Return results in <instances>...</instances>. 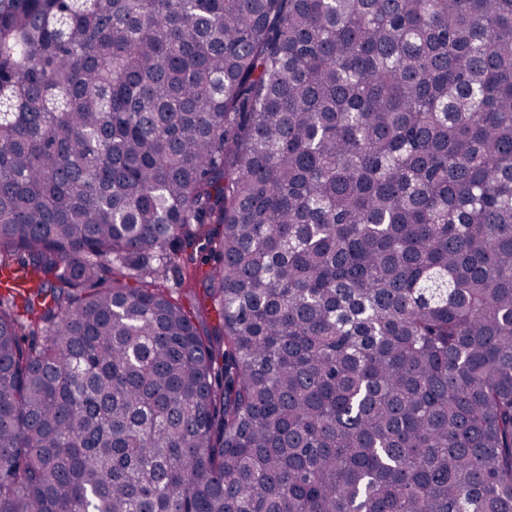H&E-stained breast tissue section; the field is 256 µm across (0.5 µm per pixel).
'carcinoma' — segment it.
Listing matches in <instances>:
<instances>
[{"label": "carcinoma", "instance_id": "carcinoma-1", "mask_svg": "<svg viewBox=\"0 0 512 512\" xmlns=\"http://www.w3.org/2000/svg\"><path fill=\"white\" fill-rule=\"evenodd\" d=\"M12 266L0 512H512V0H0ZM210 269V265L199 266V279L197 283H190L185 280L182 284L179 281V274L173 270L167 273V280L164 285L174 298L181 299L187 307H191L194 312V320L198 329L202 333L214 334L217 320L215 314L211 311L208 299L204 301V293L201 280L205 273ZM193 290L194 296H189L188 291ZM194 306V308H193Z\"/></svg>", "mask_w": 512, "mask_h": 512}]
</instances>
